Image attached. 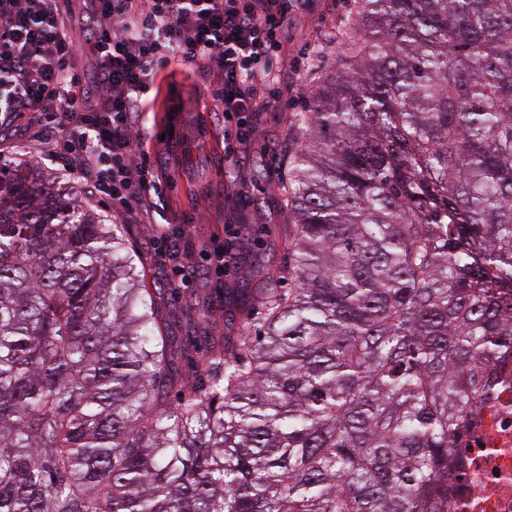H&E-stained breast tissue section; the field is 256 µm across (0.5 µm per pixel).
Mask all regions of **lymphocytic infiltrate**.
<instances>
[{
	"instance_id": "lymphocytic-infiltrate-1",
	"label": "lymphocytic infiltrate",
	"mask_w": 512,
	"mask_h": 512,
	"mask_svg": "<svg viewBox=\"0 0 512 512\" xmlns=\"http://www.w3.org/2000/svg\"><path fill=\"white\" fill-rule=\"evenodd\" d=\"M65 0H0V112L52 125L47 154L77 157L79 178L112 212L152 224L166 177L146 136L160 73L213 76L224 151L246 149L259 87H273L290 0H89L75 40Z\"/></svg>"
}]
</instances>
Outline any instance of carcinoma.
<instances>
[{
    "instance_id": "carcinoma-1",
    "label": "carcinoma",
    "mask_w": 512,
    "mask_h": 512,
    "mask_svg": "<svg viewBox=\"0 0 512 512\" xmlns=\"http://www.w3.org/2000/svg\"><path fill=\"white\" fill-rule=\"evenodd\" d=\"M336 44L288 268L196 382L125 229L0 155V512H443L512 354V0H358Z\"/></svg>"
}]
</instances>
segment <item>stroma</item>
<instances>
[{
	"label": "stroma",
	"mask_w": 512,
	"mask_h": 512,
	"mask_svg": "<svg viewBox=\"0 0 512 512\" xmlns=\"http://www.w3.org/2000/svg\"><path fill=\"white\" fill-rule=\"evenodd\" d=\"M354 15L355 0H296L284 34L288 60L279 70L280 95L269 100L265 111L253 113L249 148L234 169L246 182L240 194H232L229 186L224 118L214 110L209 79L179 73L161 81L149 110L156 117L155 130L170 135L159 145L154 164L172 181L161 221L176 231L170 247L177 263L190 267L186 286L171 288L173 264L159 256L154 225H132L131 240L146 260L145 286L160 289L180 315L170 326L178 339L204 347V329L186 327V320L200 308L212 317L223 316L225 288L257 287L253 271L276 272L285 263L289 223L282 187L299 146L291 121L310 110L320 88L338 72L336 29ZM50 135L41 117L14 121L0 115V154L39 162L59 181L73 183L65 161L48 160L45 154ZM218 242L236 257L221 275L204 259Z\"/></svg>",
	"instance_id": "1"
}]
</instances>
